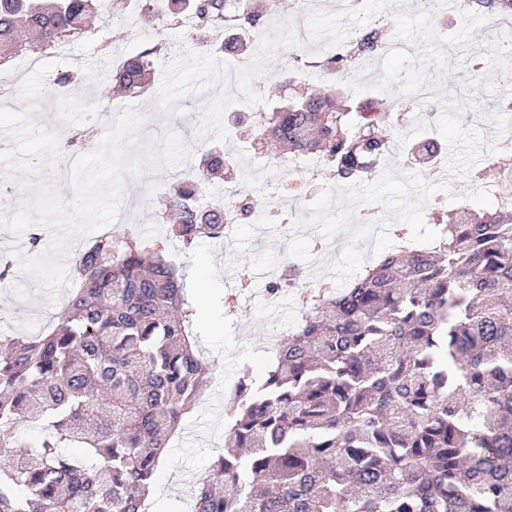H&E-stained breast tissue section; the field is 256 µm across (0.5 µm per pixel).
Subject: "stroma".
Returning <instances> with one entry per match:
<instances>
[{"instance_id": "stroma-1", "label": "stroma", "mask_w": 512, "mask_h": 512, "mask_svg": "<svg viewBox=\"0 0 512 512\" xmlns=\"http://www.w3.org/2000/svg\"><path fill=\"white\" fill-rule=\"evenodd\" d=\"M175 29L162 31L148 25L142 10L128 6L118 18L101 28L97 40H77L67 44L66 55L58 65L59 71L69 74L75 92L90 100L89 110L76 109L64 118L46 113L38 114V123L55 128L81 131L92 129L90 148H97L107 121L127 105L137 106L149 117V137L161 135L170 128L179 132L192 153L190 163L179 170H161L144 176L141 182L128 183L126 203L134 207L136 232L143 238L164 237L167 228L157 217V204L177 180L191 176L210 142L200 140L196 122L203 106V98L183 99L185 115L167 118L159 115L154 106L155 90L144 95H121L104 98L109 87L112 69L125 56L149 51L148 61L153 82L162 78L161 64L178 49L196 50L191 38L175 41ZM112 45L110 56L99 52L100 43ZM249 105L235 103L229 106L231 115L224 125L229 135L228 144L239 154V165L232 181L212 180L207 188L213 202L224 200L227 187H245L259 198H267V187L278 173L269 168L266 155L246 150L241 135L248 125ZM263 223L235 225L232 233L220 239H203L191 252L183 254L180 264L186 275L187 293L193 302L191 328L197 335L199 350L210 368V383L206 390L211 396L210 406H195L182 422V429L173 437L160 467L162 475L174 476L175 481L166 493L159 496L161 512H189V483L205 471L214 454L217 440L224 437V384L238 381L243 364H250L254 374H262L270 363L273 339L279 327L296 322L299 308L293 295H285L281 307L274 312L265 307L263 295L267 281L266 269L284 260L285 248L269 243ZM59 312L50 307L44 296H35L29 303L17 301L10 291H0V336L26 337L40 335Z\"/></svg>"}]
</instances>
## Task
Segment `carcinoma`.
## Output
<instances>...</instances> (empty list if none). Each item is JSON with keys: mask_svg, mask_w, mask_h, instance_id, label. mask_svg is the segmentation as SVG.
I'll return each mask as SVG.
<instances>
[{"mask_svg": "<svg viewBox=\"0 0 512 512\" xmlns=\"http://www.w3.org/2000/svg\"><path fill=\"white\" fill-rule=\"evenodd\" d=\"M512 14V0H479ZM282 8L249 0H153L159 29L190 20L208 53L234 45ZM125 0H0V61L42 56L94 39ZM386 32L360 33L350 51L319 61L335 84L352 59L381 55ZM118 91L151 85L146 54L125 57ZM252 147L283 158L318 155L337 182L369 177L389 152L386 100L351 102L339 90L262 106ZM73 153L83 135L58 133ZM433 139L411 147L431 165ZM234 166L202 154L197 173L163 199L169 237L187 251L224 237V209L197 204L215 173ZM240 221L262 202L236 190ZM431 248L380 254L346 287L317 296L282 337L257 383L250 369L227 413L224 442L196 481L192 512H512V203L467 204L437 223ZM158 240L108 232L73 259L79 285L44 336L0 340V431L39 424L40 443L7 442L0 512H142L165 449L203 390L204 364L178 266Z\"/></svg>", "mask_w": 512, "mask_h": 512, "instance_id": "obj_1", "label": "carcinoma"}]
</instances>
